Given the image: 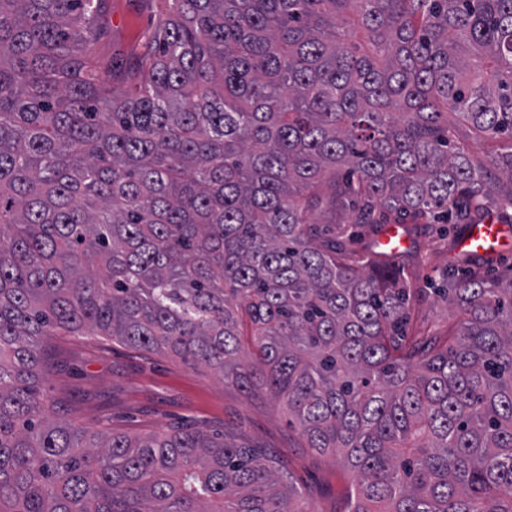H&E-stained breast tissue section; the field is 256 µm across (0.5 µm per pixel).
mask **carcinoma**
I'll return each mask as SVG.
<instances>
[{
	"label": "carcinoma",
	"mask_w": 512,
	"mask_h": 512,
	"mask_svg": "<svg viewBox=\"0 0 512 512\" xmlns=\"http://www.w3.org/2000/svg\"><path fill=\"white\" fill-rule=\"evenodd\" d=\"M165 2L119 97L104 0H0V512H306L243 439L50 419L43 342L85 329L260 375L345 512H512V278L459 254L443 339L400 270L512 229V0ZM507 233V229L502 224L472 225L467 234L461 239L459 246L462 250L469 251L475 247L476 243L483 242L486 244V247L484 248L482 245L476 246L477 253H498L508 243ZM454 320L453 309L437 302L433 297H416L412 302L410 331L413 325L423 323L427 329L444 334L448 331V323Z\"/></svg>",
	"instance_id": "1"
}]
</instances>
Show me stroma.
I'll list each match as a JSON object with an SVG mask.
<instances>
[{"label": "stroma", "instance_id": "obj_1", "mask_svg": "<svg viewBox=\"0 0 512 512\" xmlns=\"http://www.w3.org/2000/svg\"><path fill=\"white\" fill-rule=\"evenodd\" d=\"M165 9L164 0H106L105 25L90 46L91 58L138 62ZM421 251L424 263L415 269L414 287L454 270L447 242L424 238ZM44 353L51 418L129 436L186 424L230 432L289 466L309 512H342L353 474L341 460L309 448L298 423L265 391L244 390L208 367L131 349L105 336H58L46 342Z\"/></svg>", "mask_w": 512, "mask_h": 512}]
</instances>
